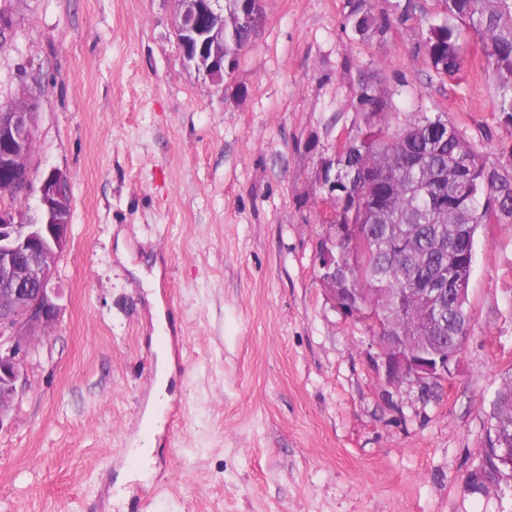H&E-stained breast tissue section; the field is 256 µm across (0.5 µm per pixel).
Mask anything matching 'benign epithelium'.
Segmentation results:
<instances>
[{"mask_svg": "<svg viewBox=\"0 0 512 512\" xmlns=\"http://www.w3.org/2000/svg\"><path fill=\"white\" fill-rule=\"evenodd\" d=\"M183 13L175 35L187 67L203 69L215 84L224 80V0H182ZM38 104L20 96L0 105V194L36 195L33 217L0 208V428L8 418L18 384L29 358L28 339L53 324L59 307L51 283L56 263L70 240L68 198L70 181L66 171L52 168L36 174L33 167ZM327 238L318 253V274L335 307L350 316H368L377 327L375 345L389 382L409 380L429 395L446 387L451 366L456 364L467 341L450 336L440 348L419 347L407 328L410 321L404 297H399L393 319L382 328L370 310L374 300L353 298L352 289L338 287L336 269L344 258L336 253L335 198L326 195ZM470 276L463 271L442 272L431 288L421 291L424 318L438 315L443 301L459 305L468 301ZM493 434L494 481L512 480V431L495 424Z\"/></svg>", "mask_w": 512, "mask_h": 512, "instance_id": "obj_1", "label": "benign epithelium"}]
</instances>
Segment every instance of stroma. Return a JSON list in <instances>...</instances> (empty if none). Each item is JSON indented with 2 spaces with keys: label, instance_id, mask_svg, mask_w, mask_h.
I'll use <instances>...</instances> for the list:
<instances>
[{
  "label": "stroma",
  "instance_id": "obj_1",
  "mask_svg": "<svg viewBox=\"0 0 512 512\" xmlns=\"http://www.w3.org/2000/svg\"><path fill=\"white\" fill-rule=\"evenodd\" d=\"M355 0H263L217 86L187 68L180 0H0V100L40 97L34 162L70 176L56 323L29 343L0 427V512H512L476 492L497 391L512 378V224H484L470 337L447 389L388 382L372 323L318 278V179L377 76L393 124L442 112L489 159L512 153L475 37L453 77L424 56L438 0H367L384 33L354 37ZM160 264L150 303L116 256ZM174 374L164 428L144 422L158 353Z\"/></svg>",
  "mask_w": 512,
  "mask_h": 512
}]
</instances>
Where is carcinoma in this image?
<instances>
[{
    "label": "carcinoma",
    "instance_id": "carcinoma-1",
    "mask_svg": "<svg viewBox=\"0 0 512 512\" xmlns=\"http://www.w3.org/2000/svg\"><path fill=\"white\" fill-rule=\"evenodd\" d=\"M441 10L428 24L426 61L439 75L452 77L464 67L462 29L474 33L487 52L486 64L497 78L498 109L512 124V0H440ZM224 61L235 69L241 52L259 27L250 0H226ZM354 35L381 34L388 20L357 0L347 18ZM374 118L352 137L336 161L322 165V186H336V223L355 224L359 238L342 243L343 256L355 252L351 283L361 296L390 308L404 288H426L435 272L474 257V238L486 213L495 206L512 208V172L500 184L485 179L489 160L441 112H422L403 127L390 122V103L367 81L359 98ZM372 172L366 183L361 170ZM444 333L471 326L466 308L444 310ZM491 419L512 424V380L498 392Z\"/></svg>",
    "mask_w": 512,
    "mask_h": 512
}]
</instances>
